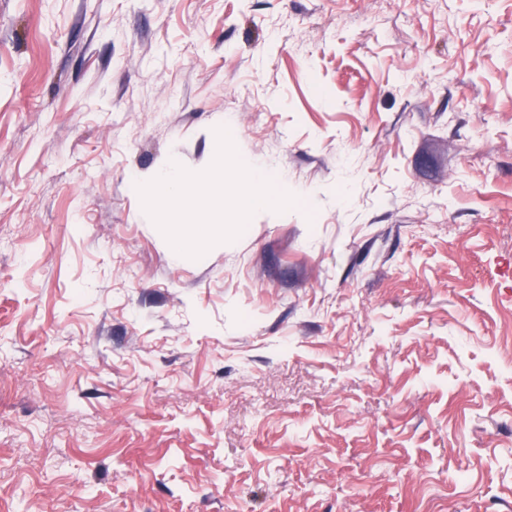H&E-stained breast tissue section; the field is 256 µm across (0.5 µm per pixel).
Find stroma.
Listing matches in <instances>:
<instances>
[{
  "label": "stroma",
  "instance_id": "1",
  "mask_svg": "<svg viewBox=\"0 0 512 512\" xmlns=\"http://www.w3.org/2000/svg\"><path fill=\"white\" fill-rule=\"evenodd\" d=\"M0 512H512V0H0Z\"/></svg>",
  "mask_w": 512,
  "mask_h": 512
}]
</instances>
